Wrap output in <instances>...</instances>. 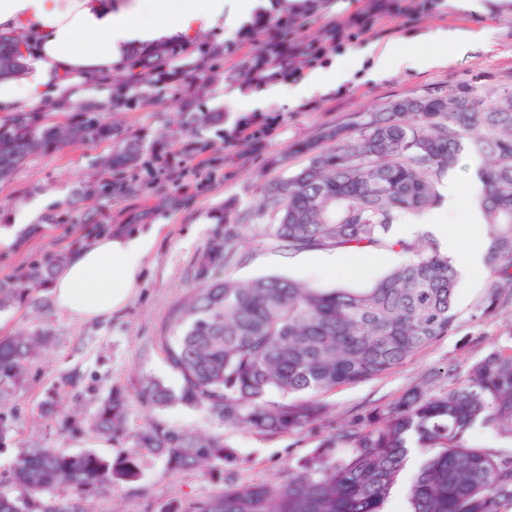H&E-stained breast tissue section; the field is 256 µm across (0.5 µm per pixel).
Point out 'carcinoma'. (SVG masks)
Wrapping results in <instances>:
<instances>
[{
    "label": "carcinoma",
    "mask_w": 512,
    "mask_h": 512,
    "mask_svg": "<svg viewBox=\"0 0 512 512\" xmlns=\"http://www.w3.org/2000/svg\"><path fill=\"white\" fill-rule=\"evenodd\" d=\"M0 58L12 60L15 72L23 68L19 44L2 34ZM142 68L144 60L133 57L127 74L112 79L124 107L133 102L128 91L154 79ZM504 97L512 98V85L461 82L414 96L412 111L362 112L305 143L307 162L288 176L286 195L264 189L259 211L274 216L270 241L295 252L395 251L404 261L365 289H323L273 275L240 284L209 278L233 257L234 236H215L196 260L201 287L173 310L161 337L180 388L149 380V402L202 406L226 425L288 435L322 419L329 392L387 375L456 330L451 258L432 238L395 239L391 231L403 216L440 205L442 180L466 151L482 160L478 204L488 239L489 286L473 317L488 319L512 303V112L500 111ZM114 136L112 120L91 106L54 124L38 112H17L0 120V179L34 153ZM143 149L140 140H126L112 166L137 161ZM61 261L50 257L0 283V309L32 298ZM47 344L45 332L0 336V445L12 431L8 404ZM126 417L127 397L112 389L90 427L110 438L124 432ZM477 426L512 439V354L492 351L445 390L417 384L389 405L357 414L276 484L229 481L190 510L167 512H387L398 491L406 512H512V449L476 443ZM135 442L115 458L94 449L22 450L8 482L23 497L0 487V512H82L84 494L136 481L145 454L171 471L234 457L222 434L159 423L144 426ZM62 490L72 497H58Z\"/></svg>",
    "instance_id": "cac0c4a2"
}]
</instances>
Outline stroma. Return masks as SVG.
<instances>
[{"label": "stroma", "instance_id": "stroma-1", "mask_svg": "<svg viewBox=\"0 0 512 512\" xmlns=\"http://www.w3.org/2000/svg\"><path fill=\"white\" fill-rule=\"evenodd\" d=\"M299 0H229L222 24L205 36L182 39L187 72L179 85L148 86L147 98L130 107L113 109L112 86L94 78L67 89L54 109L31 103V112H44L47 121L72 118L83 106L97 105L102 114H115L119 137L108 142H81L28 158L0 181V224L38 196L52 202L31 224L18 231L8 247H0V280L13 279L19 270L59 250L74 254L89 244L87 227L133 230L152 224L161 231L142 270L135 295L109 319L80 322L61 312L46 288L33 300L0 312V335L23 329L44 331L50 342L30 368L11 405L12 440L0 448V477L6 476L17 455L26 448H63L71 452L94 449L105 455L132 450L134 434L152 422L177 430L223 435L235 452L233 461L210 468L166 471L163 462L144 455L137 482L86 494L84 512H165L171 505L189 508L224 487L226 479L275 482L289 465L321 447L337 428L357 413L381 408L398 399L425 375L435 377L434 389L447 387L451 375L493 350L512 348V304L500 306L493 318L472 320L471 312L487 288L488 273L480 270L458 278V330L416 354L391 373L370 381L342 386L326 395L328 411L312 427L291 435L269 436L224 425L207 409L174 403L158 408L142 395L145 379L179 389L181 379L167 362L161 336L171 312L192 288L198 287L195 262L207 243L234 225V257L216 270L219 278L240 283L263 275H279L320 288H367L400 264V254L384 251L365 261H346L328 274L315 273L310 253L294 252L267 238L273 219L259 215L258 204L267 183L287 178L307 158L305 141L352 113L383 107L397 95L427 88L445 90L461 81L495 86L512 80V0H494L487 12L474 14L444 5L441 12L421 15L405 29L385 21L366 36V43L384 44L436 30L492 31L489 45L462 51L449 47L450 61L442 68L402 73L383 80H350L335 89L286 110V122L261 147H225L224 135L241 118L224 99V89L238 86V72L262 47L261 38L239 40V33L259 16L278 17ZM216 73L202 84L194 69ZM201 112L221 113L219 123L199 127ZM139 137L148 146L139 161L121 170L102 161L124 138ZM209 148L211 178L187 173L180 183L163 172V155ZM112 388L123 389L128 400L126 430L103 440L88 427L99 401ZM54 397V413L42 411Z\"/></svg>", "mask_w": 512, "mask_h": 512}]
</instances>
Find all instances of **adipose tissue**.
<instances>
[{
	"mask_svg": "<svg viewBox=\"0 0 512 512\" xmlns=\"http://www.w3.org/2000/svg\"><path fill=\"white\" fill-rule=\"evenodd\" d=\"M224 8V0H0V31L18 34L31 47L22 73L0 79V109L51 102L64 83L111 73L136 50L211 28L223 20ZM464 40L458 32L438 30L370 44L329 76L315 73L290 86H263L248 94L228 88L224 97L245 110L272 101L293 108L360 71L382 79L446 66L447 46ZM431 231L464 268L481 264L482 225L435 223ZM157 233L154 227L108 233L79 249L48 284L56 307L83 322L111 317L140 283Z\"/></svg>",
	"mask_w": 512,
	"mask_h": 512,
	"instance_id": "obj_1",
	"label": "adipose tissue"
}]
</instances>
